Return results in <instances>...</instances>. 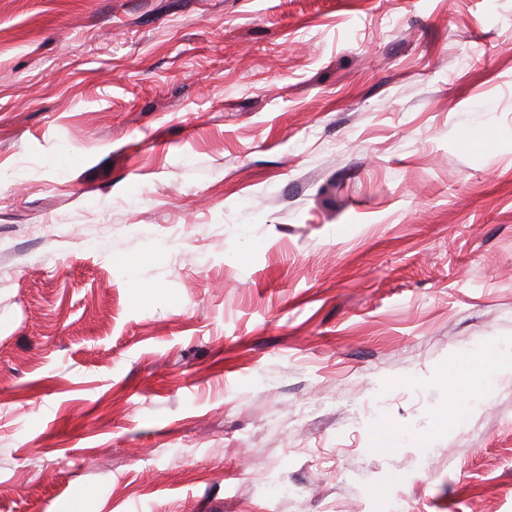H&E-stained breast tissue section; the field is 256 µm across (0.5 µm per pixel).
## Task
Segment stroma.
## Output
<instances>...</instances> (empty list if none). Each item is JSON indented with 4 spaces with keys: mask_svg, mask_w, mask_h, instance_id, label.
Masks as SVG:
<instances>
[{
    "mask_svg": "<svg viewBox=\"0 0 512 512\" xmlns=\"http://www.w3.org/2000/svg\"><path fill=\"white\" fill-rule=\"evenodd\" d=\"M1 171L0 512H512V0H0Z\"/></svg>",
    "mask_w": 512,
    "mask_h": 512,
    "instance_id": "obj_1",
    "label": "stroma"
}]
</instances>
